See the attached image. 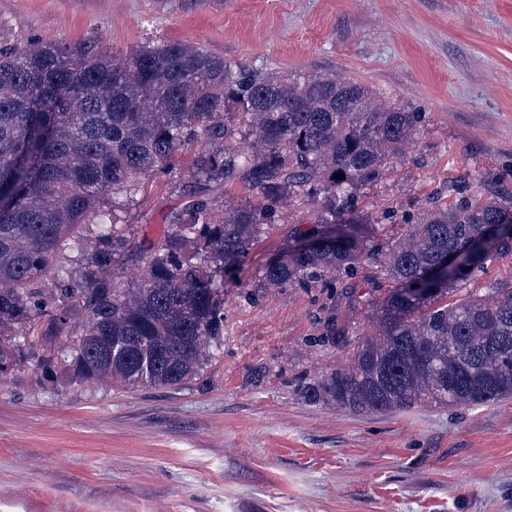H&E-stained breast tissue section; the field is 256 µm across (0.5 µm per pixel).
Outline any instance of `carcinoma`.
<instances>
[{
	"label": "carcinoma",
	"instance_id": "obj_1",
	"mask_svg": "<svg viewBox=\"0 0 512 512\" xmlns=\"http://www.w3.org/2000/svg\"><path fill=\"white\" fill-rule=\"evenodd\" d=\"M423 121L344 76L246 70L180 42L125 58L0 45V372L27 362L16 337L29 334L49 352L37 365L64 380L183 385L224 335L217 275L243 261L280 208L307 196L319 203L317 227L266 266L262 286L350 279L377 251L391 285L371 304L373 331L304 398L352 415L511 399L512 280L453 298L483 267L476 251L428 273L454 248L512 224V194L461 191L412 217L353 204ZM197 138L212 149L193 160L171 231L127 238L112 196L132 200ZM237 181L252 199L218 214L212 188ZM397 220L404 233L380 240L382 222ZM71 252L84 267L70 266ZM119 256L140 264L132 288L108 274ZM62 336L74 345L55 358Z\"/></svg>",
	"mask_w": 512,
	"mask_h": 512
}]
</instances>
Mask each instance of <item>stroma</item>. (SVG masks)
<instances>
[{"mask_svg": "<svg viewBox=\"0 0 512 512\" xmlns=\"http://www.w3.org/2000/svg\"><path fill=\"white\" fill-rule=\"evenodd\" d=\"M179 41L254 70L332 72L422 112L359 206L416 213L453 182L512 192V0H0V43L124 57ZM209 143L149 178L129 234L162 236ZM314 201L225 270L224 341L177 388L0 374V512H512V399L349 415L304 400L369 331L343 283L261 286Z\"/></svg>", "mask_w": 512, "mask_h": 512, "instance_id": "obj_1", "label": "stroma"}]
</instances>
